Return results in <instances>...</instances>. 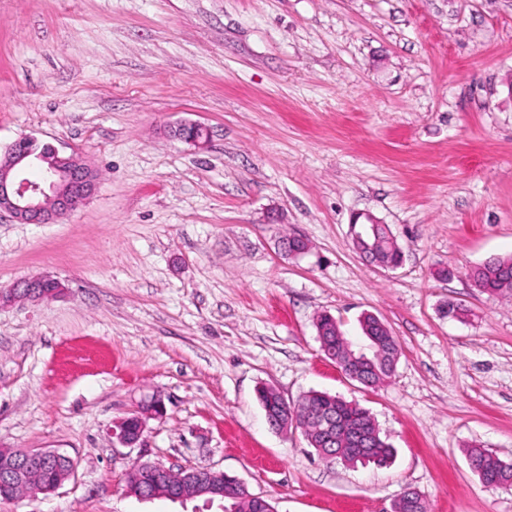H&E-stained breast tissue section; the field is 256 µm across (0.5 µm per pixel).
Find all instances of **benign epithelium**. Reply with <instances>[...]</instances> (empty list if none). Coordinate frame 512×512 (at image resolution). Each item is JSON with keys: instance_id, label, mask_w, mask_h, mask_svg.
I'll list each match as a JSON object with an SVG mask.
<instances>
[{"instance_id": "1", "label": "benign epithelium", "mask_w": 512, "mask_h": 512, "mask_svg": "<svg viewBox=\"0 0 512 512\" xmlns=\"http://www.w3.org/2000/svg\"><path fill=\"white\" fill-rule=\"evenodd\" d=\"M172 136L182 142L203 148L209 141L207 127L196 122L180 123L172 129ZM37 139L23 136L7 149L0 162V212H7L19 224H50L58 216L74 210L96 191V171L76 156L64 155L53 146L37 152L32 145ZM379 221L366 216V221L351 223L353 243L367 245L369 255L378 266L389 269L391 265L379 260L373 246L367 243ZM56 279L44 275L20 281L8 289H0V307L21 300H51L59 295L53 288ZM382 357L381 351L369 345V352L352 353L351 362L339 364L341 372L352 380L360 376L352 364L368 363L374 357ZM165 411L161 396L145 400L131 415L116 422L112 436L125 447H135L143 442L146 421L160 417ZM65 465L57 480L44 482V472L58 465ZM73 461L65 454L49 449L0 448V497L14 496V490H35L47 494L57 489L73 473ZM126 486L139 489V498L154 500L165 498L186 503L202 499L210 504L224 498H234L247 491V486L235 477L214 471L209 467L184 468L178 472L160 462H139L126 472Z\"/></svg>"}]
</instances>
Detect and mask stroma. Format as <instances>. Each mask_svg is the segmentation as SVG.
<instances>
[{"instance_id":"stroma-1","label":"stroma","mask_w":512,"mask_h":512,"mask_svg":"<svg viewBox=\"0 0 512 512\" xmlns=\"http://www.w3.org/2000/svg\"><path fill=\"white\" fill-rule=\"evenodd\" d=\"M511 78L512 0H0V152L28 134L99 175L56 223L0 213V288H67L0 309V445L74 463L0 512H222L129 493L140 459L211 467L278 512H391L408 488L430 512H512L466 454L512 463V299L467 274L512 255ZM182 121L204 148L169 136ZM361 213L400 267L360 258ZM289 235L308 251L284 255ZM324 311L357 350L364 315L388 326V382L325 357ZM263 384L359 403L392 460L324 461L269 427ZM155 394L165 414L122 446L113 423Z\"/></svg>"}]
</instances>
